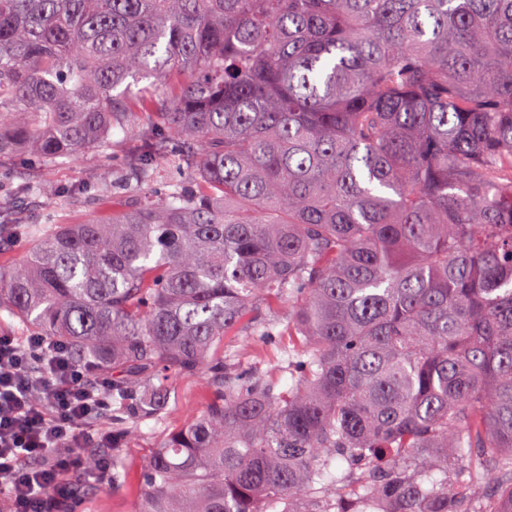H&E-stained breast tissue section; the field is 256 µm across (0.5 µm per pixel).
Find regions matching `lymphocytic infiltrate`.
I'll list each match as a JSON object with an SVG mask.
<instances>
[{
	"mask_svg": "<svg viewBox=\"0 0 512 512\" xmlns=\"http://www.w3.org/2000/svg\"><path fill=\"white\" fill-rule=\"evenodd\" d=\"M35 387L38 402L30 396ZM105 405L62 345L32 336L21 351L0 335V487L10 491L13 512H69L74 493L64 474L82 467V448L112 442L111 434L87 429ZM27 458L37 467L24 466Z\"/></svg>",
	"mask_w": 512,
	"mask_h": 512,
	"instance_id": "obj_1",
	"label": "lymphocytic infiltrate"
}]
</instances>
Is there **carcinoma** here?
Instances as JSON below:
<instances>
[{"label": "carcinoma", "mask_w": 512, "mask_h": 512, "mask_svg": "<svg viewBox=\"0 0 512 512\" xmlns=\"http://www.w3.org/2000/svg\"><path fill=\"white\" fill-rule=\"evenodd\" d=\"M115 131L112 218L31 223ZM5 159L0 311L108 376L86 463L212 391L136 512H512V0H0ZM277 304L286 389L224 345Z\"/></svg>", "instance_id": "obj_1"}]
</instances>
